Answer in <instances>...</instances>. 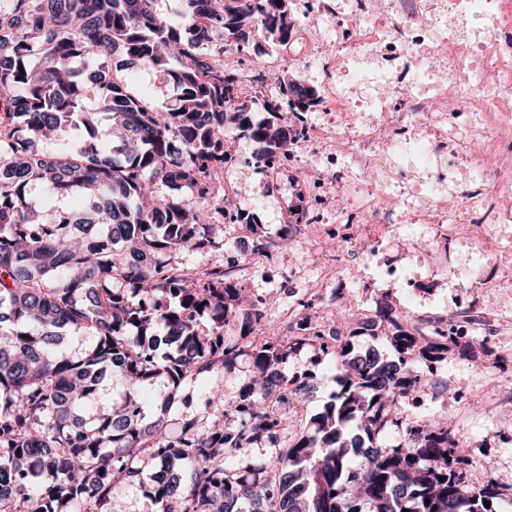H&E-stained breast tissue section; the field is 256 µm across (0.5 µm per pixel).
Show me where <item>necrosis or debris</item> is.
Listing matches in <instances>:
<instances>
[{"mask_svg": "<svg viewBox=\"0 0 512 512\" xmlns=\"http://www.w3.org/2000/svg\"><path fill=\"white\" fill-rule=\"evenodd\" d=\"M294 2L304 26L287 49L259 69L238 53L224 60L241 91L262 88L271 103L276 72L309 60L321 68L318 101L290 116L297 140L260 168L272 181L308 172L298 187L305 203L283 210L284 224L316 225L330 246L357 251L364 287L453 281L456 257L485 254L512 224V0ZM246 164L225 142L226 270L269 282L278 241L251 248L236 212ZM397 243L407 264L385 259ZM413 320L489 335L503 316L427 298Z\"/></svg>", "mask_w": 512, "mask_h": 512, "instance_id": "1", "label": "necrosis or debris"}]
</instances>
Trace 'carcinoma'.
I'll use <instances>...</instances> for the list:
<instances>
[{"mask_svg": "<svg viewBox=\"0 0 512 512\" xmlns=\"http://www.w3.org/2000/svg\"><path fill=\"white\" fill-rule=\"evenodd\" d=\"M155 0H8L0 8V512H112V484L149 479L151 512H489L512 494L492 479L468 483L480 457L459 454L444 421L405 425L403 444H378L383 416L417 376L413 359L458 345L380 305L368 336L388 333L397 358L358 355V334L336 346V392L305 433L282 442L286 423L267 402L288 386L282 364L324 334L300 318L295 336L242 345L263 318L256 302L238 323L241 288L224 266L196 276L159 256L219 246L224 215L212 186L224 168V129L254 142L259 164L297 138L288 115L253 122L235 78L213 52L221 36L245 57L296 34L291 0H178L176 20ZM161 71L176 91L162 109L130 80L128 66ZM304 112L317 92L288 84ZM95 101L99 110L87 109ZM85 136L65 141L70 126ZM63 146L35 149L48 132ZM168 192H159V185ZM41 186L78 198L81 210L45 220L29 199ZM207 326H201L202 321ZM93 343L80 357L69 336ZM247 355L261 374L230 403L207 398L210 415L172 413L188 382L232 369ZM119 371L123 395L97 400L102 377ZM170 392L143 411L145 388ZM239 417L224 428V410ZM266 444L275 460L255 463ZM362 465L353 466L355 459ZM148 460L146 473L137 466Z\"/></svg>", "mask_w": 512, "mask_h": 512, "instance_id": "cac0c4a2", "label": "carcinoma"}]
</instances>
